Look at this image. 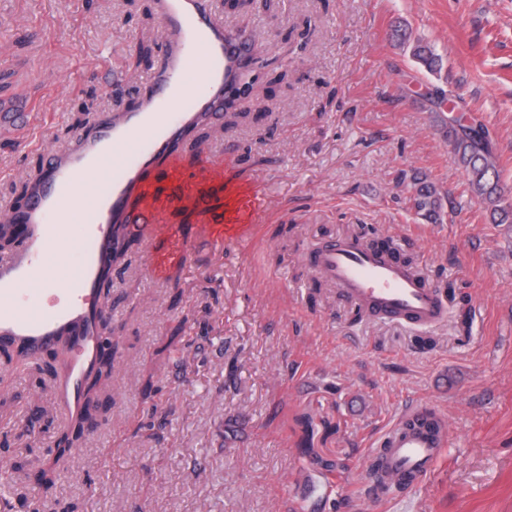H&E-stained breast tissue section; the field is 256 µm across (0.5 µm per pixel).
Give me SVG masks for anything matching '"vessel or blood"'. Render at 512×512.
<instances>
[{"instance_id":"vessel-or-blood-1","label":"vessel or blood","mask_w":512,"mask_h":512,"mask_svg":"<svg viewBox=\"0 0 512 512\" xmlns=\"http://www.w3.org/2000/svg\"><path fill=\"white\" fill-rule=\"evenodd\" d=\"M157 4L164 39L148 92L133 109L101 118L92 133H75L44 153L26 205L0 212L27 229L24 244L0 259V340L18 344L31 360L56 343L68 346L54 398L69 417L81 413L87 378L104 351L98 276L113 225L139 226L150 242L168 240L169 251L151 254L145 266L146 274L161 279L171 266L190 260L198 239L217 248L246 245L261 211L253 204L245 223L199 225L193 238L181 225L166 223L174 199L157 196L153 185L178 183V198L193 203L202 183L222 175L203 155L184 173L174 147L190 129L222 120L224 87L250 48L205 9L204 0ZM32 112V102L0 99V129L28 130ZM308 261L361 313L415 327L445 316L438 289L418 270L360 238L325 241ZM446 445V433L395 428L373 454L413 489L434 473Z\"/></svg>"}]
</instances>
